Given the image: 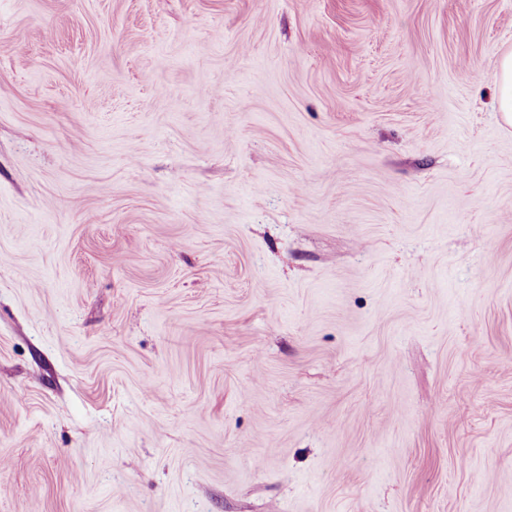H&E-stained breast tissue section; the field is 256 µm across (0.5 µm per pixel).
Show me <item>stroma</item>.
I'll use <instances>...</instances> for the list:
<instances>
[{"mask_svg": "<svg viewBox=\"0 0 512 512\" xmlns=\"http://www.w3.org/2000/svg\"><path fill=\"white\" fill-rule=\"evenodd\" d=\"M508 50L512 0H0V512H512ZM499 111L506 124L512 125V52H505L495 74Z\"/></svg>", "mask_w": 512, "mask_h": 512, "instance_id": "1", "label": "stroma"}]
</instances>
